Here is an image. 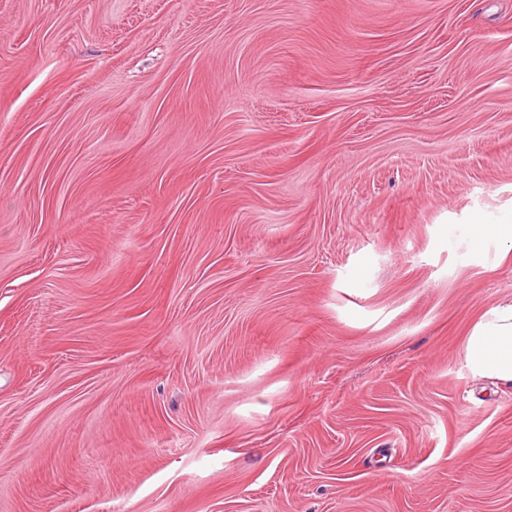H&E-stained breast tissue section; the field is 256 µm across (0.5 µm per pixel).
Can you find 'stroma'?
<instances>
[{
  "instance_id": "obj_1",
  "label": "stroma",
  "mask_w": 512,
  "mask_h": 512,
  "mask_svg": "<svg viewBox=\"0 0 512 512\" xmlns=\"http://www.w3.org/2000/svg\"><path fill=\"white\" fill-rule=\"evenodd\" d=\"M512 0H0V512H512ZM464 359L472 376L512 387V303L483 313L467 336Z\"/></svg>"
}]
</instances>
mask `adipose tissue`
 <instances>
[{
	"label": "adipose tissue",
	"instance_id": "1",
	"mask_svg": "<svg viewBox=\"0 0 512 512\" xmlns=\"http://www.w3.org/2000/svg\"><path fill=\"white\" fill-rule=\"evenodd\" d=\"M464 359L472 376L512 387V303L483 313L467 336Z\"/></svg>",
	"mask_w": 512,
	"mask_h": 512
}]
</instances>
